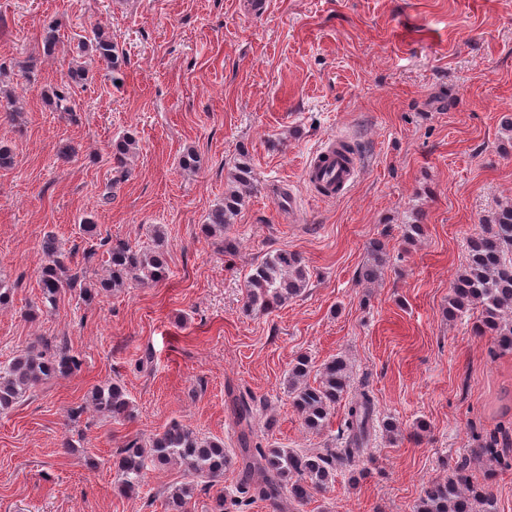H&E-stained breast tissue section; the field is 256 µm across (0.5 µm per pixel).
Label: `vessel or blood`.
I'll use <instances>...</instances> for the list:
<instances>
[{
    "mask_svg": "<svg viewBox=\"0 0 512 512\" xmlns=\"http://www.w3.org/2000/svg\"><path fill=\"white\" fill-rule=\"evenodd\" d=\"M344 136L328 139L324 146L315 150L303 168L305 181H318L317 197L334 199L342 195L357 179L359 164L351 159L342 146Z\"/></svg>",
    "mask_w": 512,
    "mask_h": 512,
    "instance_id": "b4317fda",
    "label": "vessel or blood"
}]
</instances>
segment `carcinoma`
<instances>
[{
	"instance_id": "1",
	"label": "carcinoma",
	"mask_w": 512,
	"mask_h": 512,
	"mask_svg": "<svg viewBox=\"0 0 512 512\" xmlns=\"http://www.w3.org/2000/svg\"><path fill=\"white\" fill-rule=\"evenodd\" d=\"M82 47L90 48L110 69L117 67L118 55L112 38L102 28L85 37ZM87 79L83 69L71 67L67 84L52 96L57 112H73L69 87L81 85ZM136 140L124 135L112 148L116 168H125V158L135 148ZM245 205L243 193L231 188L224 193V203L208 215L204 230L208 234H225ZM161 238L149 247L116 241L108 249L111 274L99 282L98 289L110 291L121 288L129 279L157 283L166 276V262L160 250ZM468 258L465 267L456 275L448 295V318L456 319L473 309H480L476 330L494 337L501 351H512V205H503L485 220V229L467 242ZM42 251L51 257L42 269L40 288L42 298L53 305L61 292L73 286L55 237L47 235ZM384 264L382 245L372 247V259L359 276L366 282L376 280ZM310 273L303 259L294 252L278 251L257 264L246 284L245 307L248 310L269 311L298 296L307 286ZM79 356L46 340L41 348L30 347L15 356L0 371V412L11 409L27 392L43 380L67 375L79 369ZM310 372L308 357L295 360L288 373V394L292 405L306 428L318 431L329 420L336 405L345 403L343 433L345 447L339 451H309L297 453L287 448H264L251 438V431L241 429L238 437L240 460L238 472L240 492L261 500L277 501L282 496L302 503L311 493L333 481L338 468L358 463L356 457L365 448L375 413L374 396L368 390L351 392L352 365L344 356L325 362L319 371L317 384L307 381ZM91 402L96 411L121 420L131 416L130 403L121 386L109 384L95 389ZM509 433H493L480 448V454L495 462L508 457ZM179 464L192 480L172 487L166 496L168 512H184L198 482H210L223 476L232 464L224 442L202 438L187 426L174 423L152 438L149 447L136 441L128 442L114 457L120 481L121 495L137 492L141 487L148 464ZM466 463L444 481H431L422 491L416 512H498L497 498L486 484L473 481ZM241 501L230 493L215 499L213 512H240Z\"/></svg>"
}]
</instances>
